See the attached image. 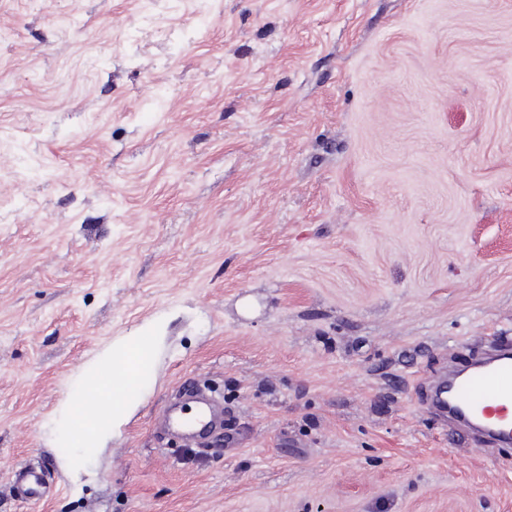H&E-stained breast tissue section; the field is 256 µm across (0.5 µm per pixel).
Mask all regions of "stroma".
Segmentation results:
<instances>
[{
    "instance_id": "obj_1",
    "label": "stroma",
    "mask_w": 512,
    "mask_h": 512,
    "mask_svg": "<svg viewBox=\"0 0 512 512\" xmlns=\"http://www.w3.org/2000/svg\"><path fill=\"white\" fill-rule=\"evenodd\" d=\"M157 314L73 476L47 419ZM506 333L512 0H0V512H512L429 392ZM190 380L228 445L162 435ZM12 487L16 488L25 500H40L48 495L50 487L46 482V465L31 464L19 468L15 475Z\"/></svg>"
}]
</instances>
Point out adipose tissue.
Instances as JSON below:
<instances>
[{"label": "adipose tissue", "instance_id": "ef3b65f1", "mask_svg": "<svg viewBox=\"0 0 512 512\" xmlns=\"http://www.w3.org/2000/svg\"><path fill=\"white\" fill-rule=\"evenodd\" d=\"M167 331V318L153 317L85 362L68 386L67 401L49 422L52 437L78 431L81 452L96 454L140 404L143 375L154 366Z\"/></svg>", "mask_w": 512, "mask_h": 512}]
</instances>
